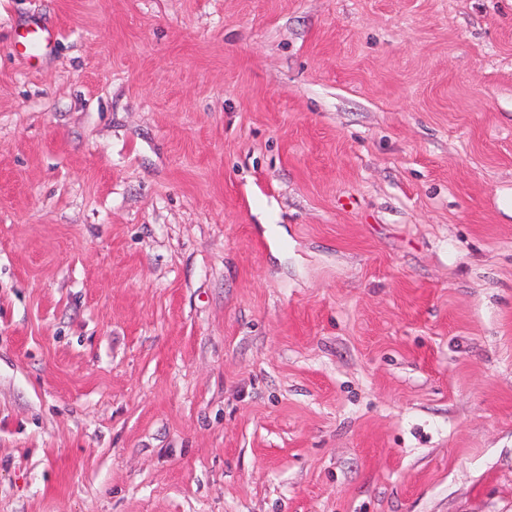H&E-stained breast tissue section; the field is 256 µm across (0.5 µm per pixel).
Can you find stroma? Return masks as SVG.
<instances>
[{"label":"stroma","mask_w":512,"mask_h":512,"mask_svg":"<svg viewBox=\"0 0 512 512\" xmlns=\"http://www.w3.org/2000/svg\"><path fill=\"white\" fill-rule=\"evenodd\" d=\"M0 512H512V0H0ZM24 38L26 39L25 43H22L24 50L31 51L29 52L31 56H36L47 50L49 43L54 38V35L47 29L34 27L28 30L27 35Z\"/></svg>","instance_id":"obj_1"}]
</instances>
